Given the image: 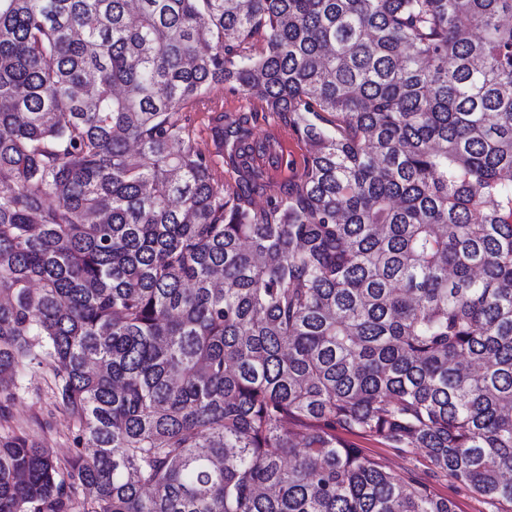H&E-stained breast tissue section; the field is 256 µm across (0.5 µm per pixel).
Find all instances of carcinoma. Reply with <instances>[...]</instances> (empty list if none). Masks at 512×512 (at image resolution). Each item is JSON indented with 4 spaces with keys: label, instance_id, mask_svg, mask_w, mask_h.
<instances>
[{
    "label": "carcinoma",
    "instance_id": "obj_1",
    "mask_svg": "<svg viewBox=\"0 0 512 512\" xmlns=\"http://www.w3.org/2000/svg\"><path fill=\"white\" fill-rule=\"evenodd\" d=\"M339 429L512 508V0H0V512H455ZM192 124L196 129V143L205 154L211 155L212 159L222 167V158L217 156L215 144L210 132L208 112H190ZM273 124L280 127L285 138L288 140V150L291 149V145L293 146L301 166V163L306 154V148L300 136H298L294 132L293 128L288 124V118H284L283 116L263 114L262 112L259 114L256 122H251V127L256 137H264L267 129L270 128V126ZM23 387L21 398L13 406V415L20 423H30L34 418L49 423L39 439L47 448H51L58 458H67L75 453L72 441V425L67 415L52 405L50 378L41 368L25 369L19 380Z\"/></svg>",
    "mask_w": 512,
    "mask_h": 512
}]
</instances>
